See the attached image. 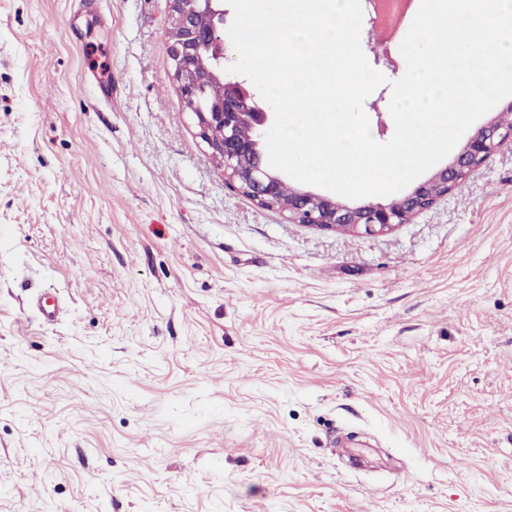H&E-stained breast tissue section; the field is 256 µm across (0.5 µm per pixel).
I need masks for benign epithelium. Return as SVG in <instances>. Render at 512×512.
<instances>
[{"mask_svg":"<svg viewBox=\"0 0 512 512\" xmlns=\"http://www.w3.org/2000/svg\"><path fill=\"white\" fill-rule=\"evenodd\" d=\"M168 2V79L175 84L184 110L192 115L209 156L223 168L224 183L258 207L283 214L291 223L366 237L390 233L454 191L472 169L502 146L512 144L511 102L479 126L451 162L386 204L350 203L298 185L286 195L287 179L264 162L265 133L273 117L270 108L259 101L253 84L204 63L206 57L218 63L226 58L221 25L228 11L222 0H192L191 9L186 0ZM212 82L224 84V97L206 102V85Z\"/></svg>","mask_w":512,"mask_h":512,"instance_id":"benign-epithelium-1","label":"benign epithelium"}]
</instances>
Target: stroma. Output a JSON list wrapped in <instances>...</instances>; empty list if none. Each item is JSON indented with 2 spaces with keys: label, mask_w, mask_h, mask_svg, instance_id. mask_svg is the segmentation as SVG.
Instances as JSON below:
<instances>
[{
  "label": "stroma",
  "mask_w": 512,
  "mask_h": 512,
  "mask_svg": "<svg viewBox=\"0 0 512 512\" xmlns=\"http://www.w3.org/2000/svg\"><path fill=\"white\" fill-rule=\"evenodd\" d=\"M167 17L0 0V512H512V144L391 233L288 223Z\"/></svg>",
  "instance_id": "stroma-1"
}]
</instances>
